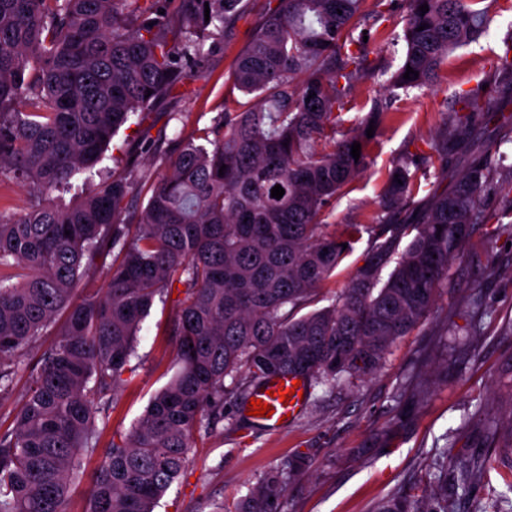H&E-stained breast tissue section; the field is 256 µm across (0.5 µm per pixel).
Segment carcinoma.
Instances as JSON below:
<instances>
[{
  "label": "carcinoma",
  "mask_w": 512,
  "mask_h": 512,
  "mask_svg": "<svg viewBox=\"0 0 512 512\" xmlns=\"http://www.w3.org/2000/svg\"><path fill=\"white\" fill-rule=\"evenodd\" d=\"M279 2L232 61L241 97L224 98L212 128L182 137L132 225L121 214L135 181L98 169L112 138L182 83L205 58L208 38L248 4L0 0V176L32 191L25 215L0 210V267L10 270L0 277V397L12 390L22 352L65 315L11 425L0 429V512H70L82 459L96 453L87 512H154L188 466L194 432L222 415L226 378L247 399L273 376L333 386L372 374L393 342L427 318L449 264L483 222L480 203L495 189L512 126L493 146L476 143L482 117L505 106L478 87L431 153L395 162L383 207L414 194L421 165L448 170L452 153L462 167L454 187L434 192L414 223L367 225V263L331 305L302 313L342 260L341 243L359 233L348 224L342 241L320 216L368 155L367 133L336 138V109L368 70L358 31L366 0ZM404 2L403 62L390 78L404 88L432 86L448 54L478 41L494 20L484 0ZM409 67L419 75L406 80ZM298 73L306 74L300 87ZM276 185L280 199L271 197ZM55 191L70 202L56 204ZM109 255L104 291L76 296L83 274ZM176 282L184 293L173 318L179 369L101 449L97 420L112 408L140 323ZM485 421L492 450L461 466L465 487L512 467V421L505 443L499 419ZM298 469L266 473L235 512H278ZM375 512L442 510L394 495Z\"/></svg>",
  "instance_id": "obj_1"
}]
</instances>
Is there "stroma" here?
I'll return each mask as SVG.
<instances>
[{
	"instance_id": "1",
	"label": "stroma",
	"mask_w": 512,
	"mask_h": 512,
	"mask_svg": "<svg viewBox=\"0 0 512 512\" xmlns=\"http://www.w3.org/2000/svg\"><path fill=\"white\" fill-rule=\"evenodd\" d=\"M278 0H256L227 35L210 37L209 53L182 87L157 105L143 123H128L113 138L102 164L133 172L140 186L155 183L182 127H211L231 90L230 65L246 43L260 12ZM496 17L478 42L449 54L441 77L429 88H398L387 78L402 64L394 37L402 28L383 16L362 19L371 39V68L355 80L340 111V131L357 130L374 104L393 107L371 142L365 169L347 193L333 198L321 220L344 227L374 224L394 161L426 153L453 123L461 96L476 85L501 97L512 90V74L491 61L512 33V0H493ZM484 223L474 225L460 258L448 269L428 321L398 338L371 375L334 386L313 385L302 415L272 433L252 423L238 395L224 397V415L197 432L190 463L160 499L155 512H233L238 499L268 471L302 457L304 471L291 479L280 512H372L400 493L431 503L448 493V512H483L495 496L512 488V471H492L489 482L457 487L460 461L484 454L488 430L481 418L512 412V172L501 171L494 194L484 198ZM371 250L361 233L319 290V306L347 288ZM181 285L155 301L138 331L132 368L124 372L108 420L99 422L102 442L126 432L151 397L177 370L171 316ZM448 460L447 488L438 484L434 462Z\"/></svg>"
}]
</instances>
